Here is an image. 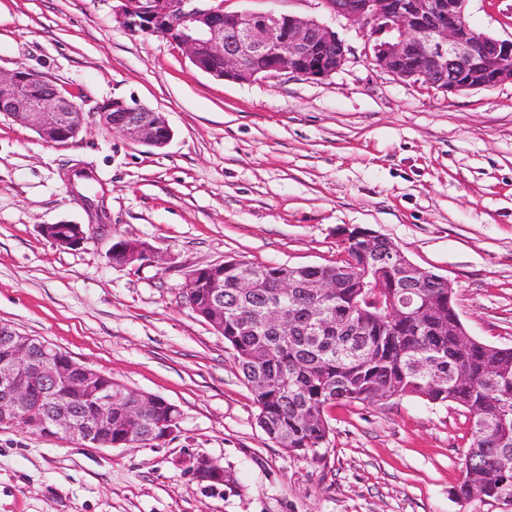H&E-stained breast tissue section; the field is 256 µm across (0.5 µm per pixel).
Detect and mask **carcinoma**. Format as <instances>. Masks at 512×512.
Listing matches in <instances>:
<instances>
[{
	"label": "carcinoma",
	"mask_w": 512,
	"mask_h": 512,
	"mask_svg": "<svg viewBox=\"0 0 512 512\" xmlns=\"http://www.w3.org/2000/svg\"><path fill=\"white\" fill-rule=\"evenodd\" d=\"M399 252L390 239L343 241L347 258L332 265L288 266L227 260L191 271L187 304L207 319L224 304L219 334L234 359L258 410L257 423L268 438L289 451L322 459L331 432L327 409L338 403H375L396 396L454 404L470 416V442L462 479L454 495L478 501L512 498V348L463 335L455 289L430 271L410 273L404 261L375 264V253ZM248 266L256 287H238ZM327 284L308 288L307 280ZM295 287L282 294L283 283ZM412 303L401 312L403 303ZM271 306L288 315L283 330L256 318ZM324 326L314 329L318 315ZM428 362L425 373L413 370ZM29 412L45 415L65 406L90 418L94 405L59 386L34 389ZM129 400L112 412V442L120 447L155 444L154 424L180 417L160 405L154 419L131 422Z\"/></svg>",
	"instance_id": "obj_1"
}]
</instances>
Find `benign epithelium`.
<instances>
[{
  "mask_svg": "<svg viewBox=\"0 0 512 512\" xmlns=\"http://www.w3.org/2000/svg\"><path fill=\"white\" fill-rule=\"evenodd\" d=\"M117 17L132 32L159 35L186 49L191 63L217 79L250 81L258 76L292 73L324 79L347 61V48L329 26L315 18L274 11H226L203 0H119ZM334 16L370 30L377 37L375 63L393 75L421 81L446 94L512 81V38L478 34L465 17L468 0H320ZM0 113L32 128L47 143L78 137L84 112L44 76L18 68L0 71ZM99 122L128 139L157 149L172 130L165 116L121 99L98 109ZM97 228L79 224L76 236L57 237L65 248L82 245ZM143 247L123 240L114 252L123 263L143 257ZM0 350V423L11 424L32 404L34 384L53 383L92 401L94 418L80 420L59 408L28 418L25 428L46 437H65L85 446H112L101 426L128 399L129 388L102 386V372L90 369L50 345L16 331L4 334ZM137 398L131 418L153 415L159 399ZM200 482L224 481V470L204 456L186 460Z\"/></svg>",
  "mask_w": 512,
  "mask_h": 512,
  "instance_id": "benign-epithelium-1",
  "label": "benign epithelium"
}]
</instances>
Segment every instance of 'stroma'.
Returning <instances> with one entry per match:
<instances>
[{
	"instance_id": "35a3bbf8",
	"label": "stroma",
	"mask_w": 512,
	"mask_h": 512,
	"mask_svg": "<svg viewBox=\"0 0 512 512\" xmlns=\"http://www.w3.org/2000/svg\"><path fill=\"white\" fill-rule=\"evenodd\" d=\"M118 0H0V69L44 75L86 124L51 144L0 114V327L35 337L181 410L174 439L86 447L0 424V512H504L452 496L467 413L417 397L339 404L325 457L269 440L223 336L183 293L188 274L231 259L328 265L362 226L447 278L469 334L512 348V82L447 95L371 59L369 31L319 0H224L228 11L315 17L348 48L313 80H217L165 38L128 31ZM478 33L512 37V0H469ZM122 99L162 112L160 150L100 125ZM86 167L105 224L81 246L46 224L91 217L63 175ZM155 251L111 262L117 240ZM193 454L223 467L198 482Z\"/></svg>"
}]
</instances>
